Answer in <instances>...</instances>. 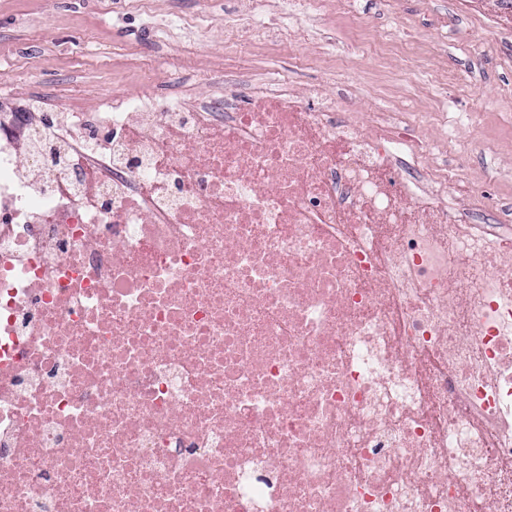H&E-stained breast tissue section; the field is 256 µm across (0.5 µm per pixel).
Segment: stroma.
<instances>
[{
	"instance_id": "35a3bbf8",
	"label": "stroma",
	"mask_w": 512,
	"mask_h": 512,
	"mask_svg": "<svg viewBox=\"0 0 512 512\" xmlns=\"http://www.w3.org/2000/svg\"><path fill=\"white\" fill-rule=\"evenodd\" d=\"M356 7L368 31L329 19L335 39L322 48L324 59L341 63L351 54L359 62L350 73L359 95L345 111L363 123L372 112H429L443 103L456 142L466 143L471 118L483 112L496 113L499 129L512 133V103L498 97L500 87L512 85V16L490 23L498 0H398L390 10L356 0ZM247 8L248 0H0V93L25 101L52 96L88 111L101 100L109 74L117 96L162 93L166 71L145 81L120 44L176 57L182 17L203 11L197 59L220 64L224 16ZM441 68L467 78V86H440ZM454 160L484 195H500L512 182V159L485 145H468Z\"/></svg>"
}]
</instances>
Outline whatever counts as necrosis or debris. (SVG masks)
I'll return each instance as SVG.
<instances>
[{
	"label": "necrosis or debris",
	"instance_id": "obj_1",
	"mask_svg": "<svg viewBox=\"0 0 512 512\" xmlns=\"http://www.w3.org/2000/svg\"><path fill=\"white\" fill-rule=\"evenodd\" d=\"M264 2L225 41L309 59ZM188 75L0 119V512H512V207L447 116ZM449 150L448 159H454L461 173L474 182L477 193L497 196L505 192L504 188H511L512 156L509 160L508 155L501 156L496 153L499 151L482 144L473 145L462 153H450Z\"/></svg>",
	"mask_w": 512,
	"mask_h": 512
}]
</instances>
